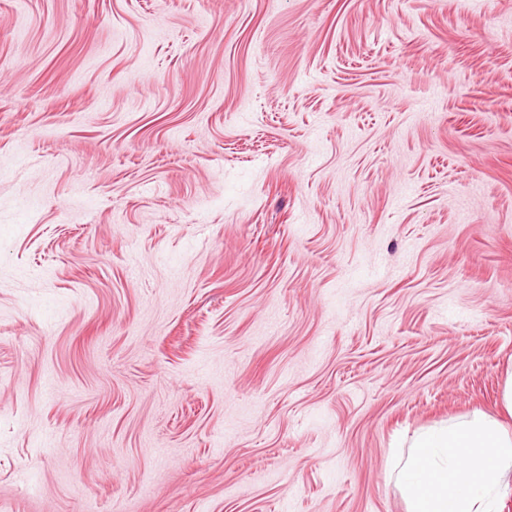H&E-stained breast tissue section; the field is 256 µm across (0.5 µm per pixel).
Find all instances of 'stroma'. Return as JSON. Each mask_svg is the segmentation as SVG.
I'll list each match as a JSON object with an SVG mask.
<instances>
[{
  "mask_svg": "<svg viewBox=\"0 0 512 512\" xmlns=\"http://www.w3.org/2000/svg\"><path fill=\"white\" fill-rule=\"evenodd\" d=\"M509 370L512 0H0V512H407Z\"/></svg>",
  "mask_w": 512,
  "mask_h": 512,
  "instance_id": "stroma-1",
  "label": "stroma"
}]
</instances>
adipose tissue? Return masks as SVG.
Instances as JSON below:
<instances>
[{"label": "adipose tissue", "mask_w": 512, "mask_h": 512, "mask_svg": "<svg viewBox=\"0 0 512 512\" xmlns=\"http://www.w3.org/2000/svg\"><path fill=\"white\" fill-rule=\"evenodd\" d=\"M407 512H503L512 429L482 414L415 433L394 466Z\"/></svg>", "instance_id": "1"}]
</instances>
